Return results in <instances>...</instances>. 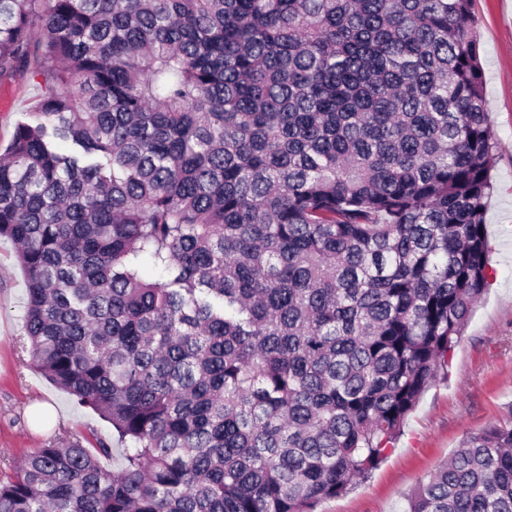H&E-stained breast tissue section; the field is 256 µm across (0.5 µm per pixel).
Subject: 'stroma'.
I'll return each instance as SVG.
<instances>
[{"instance_id":"1","label":"stroma","mask_w":512,"mask_h":512,"mask_svg":"<svg viewBox=\"0 0 512 512\" xmlns=\"http://www.w3.org/2000/svg\"><path fill=\"white\" fill-rule=\"evenodd\" d=\"M487 118L496 138L485 224L489 286L448 359V375L430 385L394 449L350 493L314 512H404L406 498L470 436L512 422V0H472ZM41 89L25 76L0 84V150L34 110ZM27 282L15 244L0 238V481L18 462L65 439L110 448L99 461L118 469L112 426L47 380L22 348Z\"/></svg>"}]
</instances>
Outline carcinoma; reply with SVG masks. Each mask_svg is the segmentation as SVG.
Here are the masks:
<instances>
[{
    "label": "carcinoma",
    "mask_w": 512,
    "mask_h": 512,
    "mask_svg": "<svg viewBox=\"0 0 512 512\" xmlns=\"http://www.w3.org/2000/svg\"><path fill=\"white\" fill-rule=\"evenodd\" d=\"M470 4L0 0L28 352L122 450H36L0 512H313L386 458L487 285ZM406 512H512V425ZM41 89L26 75L0 84V150L4 151L14 126L33 112L40 98Z\"/></svg>",
    "instance_id": "1"
}]
</instances>
